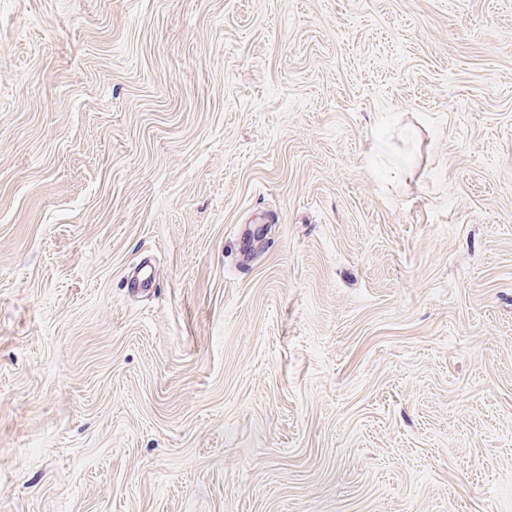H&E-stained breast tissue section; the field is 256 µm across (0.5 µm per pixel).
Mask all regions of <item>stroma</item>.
Returning a JSON list of instances; mask_svg holds the SVG:
<instances>
[{"label":"stroma","instance_id":"obj_1","mask_svg":"<svg viewBox=\"0 0 512 512\" xmlns=\"http://www.w3.org/2000/svg\"><path fill=\"white\" fill-rule=\"evenodd\" d=\"M0 512H512V0H0Z\"/></svg>","mask_w":512,"mask_h":512}]
</instances>
